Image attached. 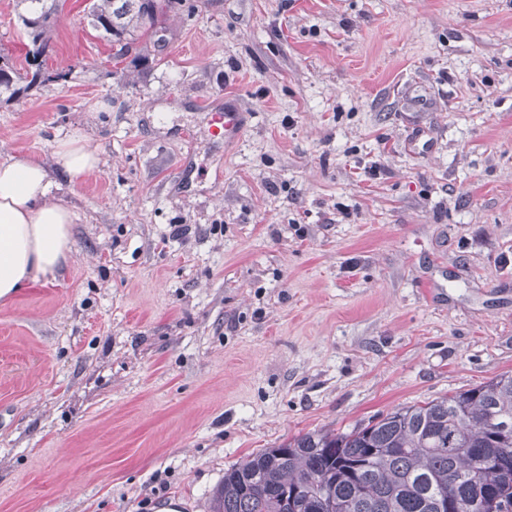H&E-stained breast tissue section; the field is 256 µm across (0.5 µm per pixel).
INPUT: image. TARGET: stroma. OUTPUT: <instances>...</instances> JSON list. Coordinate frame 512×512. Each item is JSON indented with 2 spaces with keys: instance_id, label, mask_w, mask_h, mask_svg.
<instances>
[{
  "instance_id": "stroma-1",
  "label": "stroma",
  "mask_w": 512,
  "mask_h": 512,
  "mask_svg": "<svg viewBox=\"0 0 512 512\" xmlns=\"http://www.w3.org/2000/svg\"><path fill=\"white\" fill-rule=\"evenodd\" d=\"M161 25L117 63L64 0L43 82L0 98V162L39 156L74 215L72 263L0 302V512H209L260 449L512 374V0ZM72 131L101 158L75 184ZM242 113L233 110H224L215 118V123L220 126H214L215 135L224 136V142L228 143L237 138L243 130ZM53 159L71 183L84 180L100 167L98 153L78 134L61 138L56 144Z\"/></svg>"
}]
</instances>
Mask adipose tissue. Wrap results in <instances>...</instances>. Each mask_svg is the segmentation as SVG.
Instances as JSON below:
<instances>
[{"mask_svg": "<svg viewBox=\"0 0 512 512\" xmlns=\"http://www.w3.org/2000/svg\"><path fill=\"white\" fill-rule=\"evenodd\" d=\"M53 159L73 183L100 167L96 150L77 134L57 142ZM72 224L71 210L51 197L41 159L0 162V299L56 279L69 259Z\"/></svg>", "mask_w": 512, "mask_h": 512, "instance_id": "obj_1", "label": "adipose tissue"}]
</instances>
